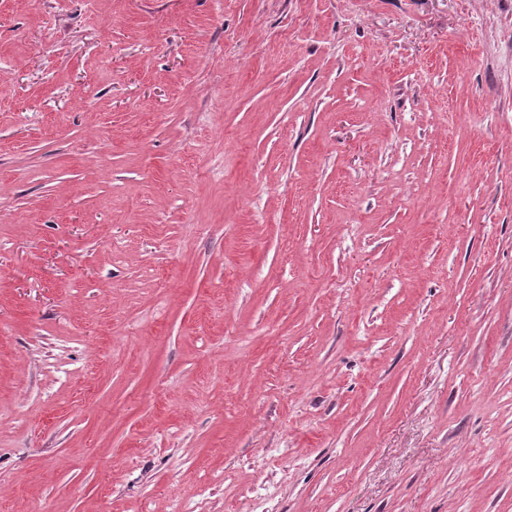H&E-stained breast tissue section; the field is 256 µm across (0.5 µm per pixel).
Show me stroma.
Masks as SVG:
<instances>
[{
  "label": "stroma",
  "instance_id": "1",
  "mask_svg": "<svg viewBox=\"0 0 512 512\" xmlns=\"http://www.w3.org/2000/svg\"><path fill=\"white\" fill-rule=\"evenodd\" d=\"M0 512H512V0H0Z\"/></svg>",
  "mask_w": 512,
  "mask_h": 512
}]
</instances>
